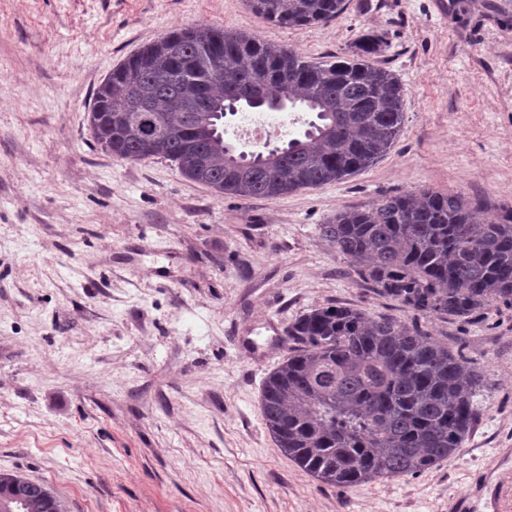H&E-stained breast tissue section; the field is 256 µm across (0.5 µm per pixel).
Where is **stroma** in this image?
<instances>
[{"instance_id":"stroma-1","label":"stroma","mask_w":512,"mask_h":512,"mask_svg":"<svg viewBox=\"0 0 512 512\" xmlns=\"http://www.w3.org/2000/svg\"><path fill=\"white\" fill-rule=\"evenodd\" d=\"M200 24L312 61L378 35L371 61L404 89L394 147L341 181L248 200L105 152L96 87ZM420 186L512 210V0H346L291 29L245 0H0V473L45 484L67 512H512V306L477 321L407 312L319 232ZM331 304L471 362L483 384L457 455L337 488L281 454L262 385L288 321Z\"/></svg>"}]
</instances>
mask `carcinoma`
I'll use <instances>...</instances> for the list:
<instances>
[{
  "label": "carcinoma",
  "mask_w": 512,
  "mask_h": 512,
  "mask_svg": "<svg viewBox=\"0 0 512 512\" xmlns=\"http://www.w3.org/2000/svg\"><path fill=\"white\" fill-rule=\"evenodd\" d=\"M267 22L302 27L336 18L345 0H246ZM383 41L365 35L349 57L312 62L286 46L209 25L174 29L123 60L95 89L89 115L103 150L139 160L143 117L158 131L156 157L224 195L274 198L345 179L371 166L404 124L403 87L369 57ZM135 89L144 112L127 111ZM255 90L308 107L327 101L301 138L249 151L242 173L224 120L204 138L199 108ZM360 280L410 311L478 319L512 305V212L487 213L461 194L429 189L386 194L346 208L319 227ZM291 348L266 377L265 425L282 453L320 482L350 488L416 476L458 454L476 416V369L433 337L393 318L343 305L290 322Z\"/></svg>",
  "instance_id": "obj_1"
}]
</instances>
